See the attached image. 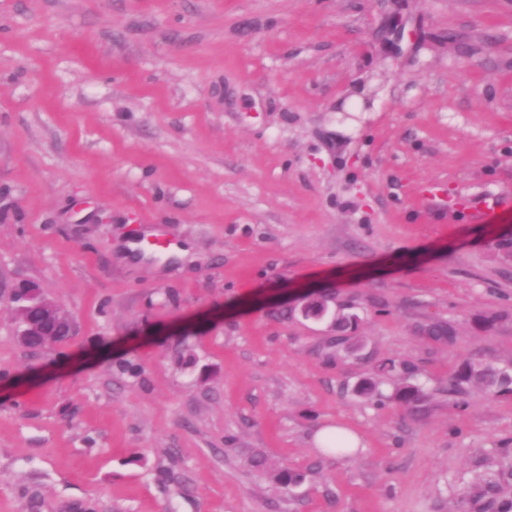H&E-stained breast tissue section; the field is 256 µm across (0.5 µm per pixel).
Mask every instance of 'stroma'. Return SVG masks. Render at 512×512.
<instances>
[{"instance_id":"stroma-1","label":"stroma","mask_w":512,"mask_h":512,"mask_svg":"<svg viewBox=\"0 0 512 512\" xmlns=\"http://www.w3.org/2000/svg\"><path fill=\"white\" fill-rule=\"evenodd\" d=\"M504 196L512 0H0V512H462L512 471V394L448 393L512 375ZM23 282L68 344L19 345ZM288 303L294 308L299 307L304 316L313 318L323 317L328 308L326 296L307 290H299L290 296L288 293ZM418 332L428 341L437 344H451L455 336L450 325L440 321H430L419 325ZM382 370L398 372L402 376L403 384L396 391V400L411 410L415 409L422 400L421 390L417 385L409 384L407 381L416 374V366L409 361H388L382 365ZM475 382L497 393L512 392V376L491 366L469 364L464 371L450 379L448 392H458L463 384Z\"/></svg>"}]
</instances>
